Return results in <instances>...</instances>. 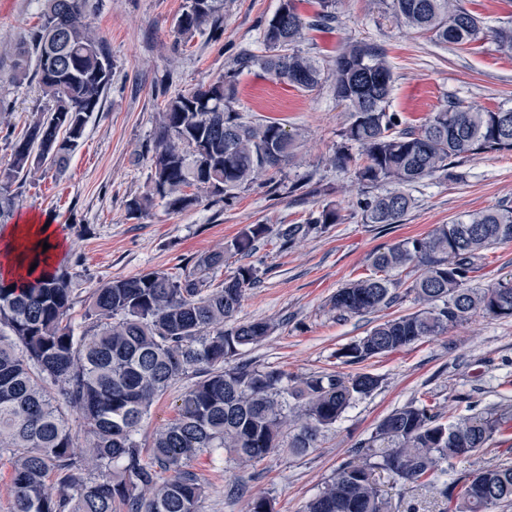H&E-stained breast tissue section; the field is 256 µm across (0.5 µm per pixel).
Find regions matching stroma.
I'll use <instances>...</instances> for the list:
<instances>
[{
  "instance_id": "35a3bbf8",
  "label": "stroma",
  "mask_w": 512,
  "mask_h": 512,
  "mask_svg": "<svg viewBox=\"0 0 512 512\" xmlns=\"http://www.w3.org/2000/svg\"><path fill=\"white\" fill-rule=\"evenodd\" d=\"M185 0H98L91 15L96 33L112 50V82L100 112L90 119L83 139L62 171L36 173L15 199L13 221L33 217L59 227L65 248L58 263L78 271L79 295L72 316L81 320L91 288L112 279L148 271L179 274L202 255L219 250L250 224L271 231L249 256H231L213 275L222 282L241 264L258 271L234 320L267 319L277 326L263 344L244 348L242 358L293 375L338 370L337 349L364 336L380 318L418 310L410 287L414 268L401 275L399 299L381 313L341 316L329 301L350 281L369 274L373 255L389 245L421 238L440 224L475 210L512 206V153L464 161L455 181L425 179L408 192L413 207L397 224H367L357 206L365 193L352 170L331 159L347 114L331 82L310 90L275 80L260 67L237 76L239 112L271 117L301 136L297 159L283 172L279 193L258 181L238 191L231 205L203 198L182 212L155 201L140 217L127 205L147 191L150 158L164 110L165 94L206 85L226 73L242 50L260 55L262 27L279 0H224L219 37L198 36L173 48V26ZM477 14L485 31L473 42L440 45L394 18L389 0H339L338 20L329 28L306 31L301 50L320 61L334 60L349 42L381 47L393 73L389 109L409 126L455 97L481 110L512 107V57L498 53L489 32L512 20V0H461ZM37 0H0V46L15 45L37 21ZM12 58L0 55V170L11 157L10 135L39 119L46 103L33 81L15 83ZM341 209L342 223L306 241L282 248L278 225L298 224L326 201ZM381 376L380 388L349 408L319 448L302 458L278 451L265 460L238 466L194 458L191 469L210 486L201 512H247L250 498L264 495L275 512H301L331 472L353 460V450L395 408L412 401L441 412L467 414L512 404V318L473 316L447 333L365 363ZM376 482L394 512H448L436 490L402 492L386 473ZM240 484L243 497L228 501L227 486Z\"/></svg>"
}]
</instances>
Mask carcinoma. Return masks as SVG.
I'll return each instance as SVG.
<instances>
[{"mask_svg": "<svg viewBox=\"0 0 512 512\" xmlns=\"http://www.w3.org/2000/svg\"><path fill=\"white\" fill-rule=\"evenodd\" d=\"M38 22L12 52L13 80H36L46 117L12 144L0 172V218L9 215L28 175L60 170L79 146L112 81V54L92 27L91 0H39ZM337 0H319L303 18L294 0H280L263 25L265 54L242 52L214 82L170 96L152 149L149 190L128 204L143 214L155 199L173 211L203 197L230 201L259 176L272 183L295 156L296 135L273 118L252 119L235 108L237 75L259 63L303 90L329 79L348 112L336 166L354 167L358 183L395 189L358 202L366 224H397L412 205L406 189L424 179L459 178L464 160L512 153V108L479 110L460 99L404 127L388 111L393 74L381 48L356 41L325 65L298 48L304 31L336 22ZM396 17L439 44L463 45L482 31L460 0H391ZM223 0H185L173 27L175 45L221 31ZM498 51L512 56V25L494 30ZM357 149V155L349 152ZM343 221L327 202L300 224H283L282 245ZM269 228L251 224L220 250L181 274L149 271L92 289L83 325L71 319L78 273L65 267L23 282L0 281V456L12 459L13 512H200L208 486L188 462L201 453L238 464L282 447L301 458L356 401L380 386L379 376L314 372L290 375L254 363L232 364L240 351L273 333L269 320L229 329L257 270L241 265L217 287L227 253L247 256ZM512 243V208L471 212L424 238L404 239L373 256L369 275L330 299L341 315L365 316L396 302L398 275L419 273L410 287L420 308L377 323L336 351L339 364H362L437 336L481 314L512 317V278L487 288L479 279L484 252ZM194 379L176 415L149 443L139 441L154 401L178 379ZM512 412L487 409L444 419L435 406L410 402L386 415L333 470L304 512H392L374 474L388 473L413 490L432 487L454 512L512 507V464L483 467L464 481L440 477L491 443L512 440ZM55 478L58 491H48Z\"/></svg>", "mask_w": 512, "mask_h": 512, "instance_id": "1", "label": "carcinoma"}]
</instances>
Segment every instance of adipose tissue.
<instances>
[{
    "label": "adipose tissue",
    "mask_w": 512,
    "mask_h": 512,
    "mask_svg": "<svg viewBox=\"0 0 512 512\" xmlns=\"http://www.w3.org/2000/svg\"><path fill=\"white\" fill-rule=\"evenodd\" d=\"M49 245L50 255H58L64 240L56 226H43L36 218H25L0 233V278L19 281L30 274V252L38 243Z\"/></svg>",
    "instance_id": "adipose-tissue-1"
}]
</instances>
